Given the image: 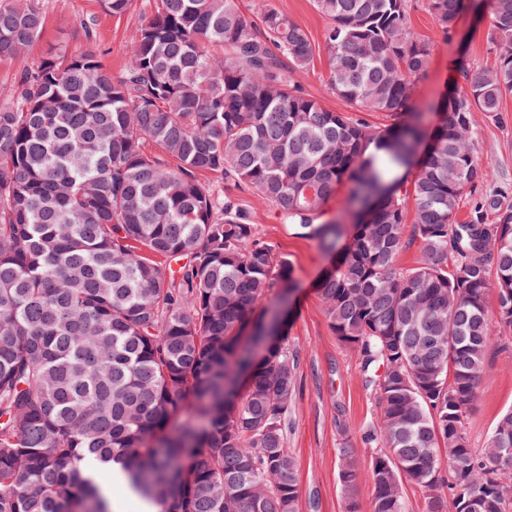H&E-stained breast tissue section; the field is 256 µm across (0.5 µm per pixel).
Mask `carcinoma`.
I'll return each mask as SVG.
<instances>
[{
  "label": "carcinoma",
  "mask_w": 512,
  "mask_h": 512,
  "mask_svg": "<svg viewBox=\"0 0 512 512\" xmlns=\"http://www.w3.org/2000/svg\"><path fill=\"white\" fill-rule=\"evenodd\" d=\"M152 2L121 80L62 46L0 88V512H111L95 470L116 463L157 512H296L295 357L261 309L292 269L205 174L337 255L318 293L375 396L372 512H407L406 482L426 512H512V410L482 448L466 430L512 333V201L481 194L458 220L490 178L475 113L500 121L512 94V0H489L495 66L461 54L430 131L410 0H313L350 115L290 79L316 46L270 0ZM463 4L425 8L449 36ZM43 29L38 0H0V62ZM339 461L357 512L353 449Z\"/></svg>",
  "instance_id": "carcinoma-1"
}]
</instances>
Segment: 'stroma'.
<instances>
[{
	"mask_svg": "<svg viewBox=\"0 0 512 512\" xmlns=\"http://www.w3.org/2000/svg\"><path fill=\"white\" fill-rule=\"evenodd\" d=\"M45 16V31L34 47L15 59L0 63V85L11 84L22 71L61 45L90 49L120 80L130 63L131 43L146 18L148 0H136L127 13L115 16L103 0H39ZM280 12L304 28L315 44H322L328 19L313 6V0H271ZM92 34H85V22ZM412 26L430 43V65L416 84V99L428 111V124H436L435 107L453 87L458 50H465L476 65L492 69L496 53L486 38V24L477 23L471 12L460 16L453 38H444L430 13L421 6L411 11ZM294 80L311 96L333 110L349 111L344 100L329 89L325 54H317L309 69L294 73ZM498 123L477 117L475 136L478 156L492 174L484 190L497 186L512 192V95L502 102ZM216 189L235 197L257 233L275 257L288 260L295 288L290 295L288 342L297 356L296 398L288 415V447L297 460L299 498L297 512H346L338 478V450L347 446L356 454L360 478L355 490L359 512H371L372 446L364 434L375 420V401L365 385L360 360L344 348L331 331L317 283L329 264L319 243L301 234L297 226L282 223L276 209L251 193L223 180ZM512 408V347L493 346L487 356V371L477 398L467 415L471 447H483L500 415Z\"/></svg>",
	"mask_w": 512,
	"mask_h": 512,
	"instance_id": "35a3bbf8",
	"label": "stroma"
}]
</instances>
